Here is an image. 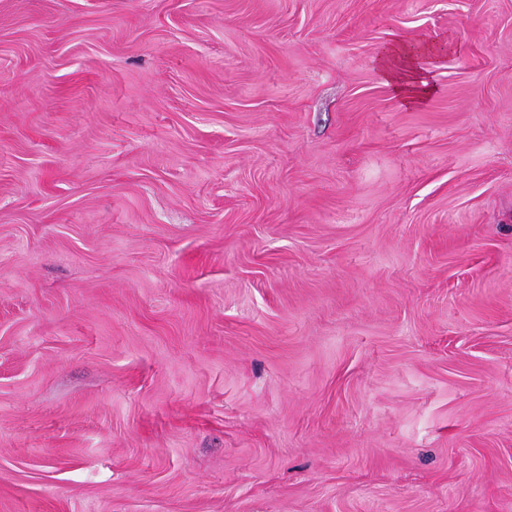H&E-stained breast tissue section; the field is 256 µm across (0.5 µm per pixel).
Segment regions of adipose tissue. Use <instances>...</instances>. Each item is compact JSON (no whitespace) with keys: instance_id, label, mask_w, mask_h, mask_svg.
Instances as JSON below:
<instances>
[{"instance_id":"ef3b65f1","label":"adipose tissue","mask_w":512,"mask_h":512,"mask_svg":"<svg viewBox=\"0 0 512 512\" xmlns=\"http://www.w3.org/2000/svg\"><path fill=\"white\" fill-rule=\"evenodd\" d=\"M431 45L395 43L388 47L380 61L383 76L392 85L401 104L413 106L424 101L433 91L419 65L421 57L430 53Z\"/></svg>"}]
</instances>
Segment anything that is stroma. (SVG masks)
Here are the masks:
<instances>
[{
	"instance_id": "stroma-1",
	"label": "stroma",
	"mask_w": 512,
	"mask_h": 512,
	"mask_svg": "<svg viewBox=\"0 0 512 512\" xmlns=\"http://www.w3.org/2000/svg\"><path fill=\"white\" fill-rule=\"evenodd\" d=\"M0 512H512V0H0ZM433 50L432 45L425 43L406 45L398 42L389 46L381 58V72L402 105H416L433 92L419 65L421 57Z\"/></svg>"
}]
</instances>
